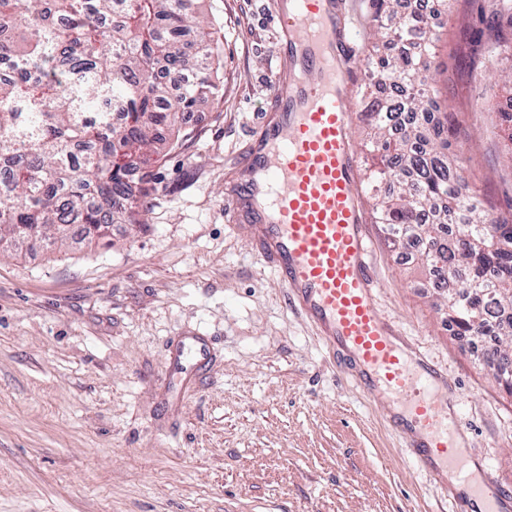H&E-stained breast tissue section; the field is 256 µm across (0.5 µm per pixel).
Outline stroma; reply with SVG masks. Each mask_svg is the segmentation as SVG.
<instances>
[{
	"label": "stroma",
	"instance_id": "obj_1",
	"mask_svg": "<svg viewBox=\"0 0 512 512\" xmlns=\"http://www.w3.org/2000/svg\"><path fill=\"white\" fill-rule=\"evenodd\" d=\"M345 2L359 89L373 7ZM270 8L205 0L223 82L151 168L139 223L113 225L107 245L77 236L0 255V512H450L376 399L226 226L224 174L278 65ZM501 8L450 0L430 55L457 168L492 212L512 203ZM370 233L382 312L457 383L472 448L512 484V394L453 335L429 271L379 225ZM192 333L213 341L209 372L173 360Z\"/></svg>",
	"mask_w": 512,
	"mask_h": 512
}]
</instances>
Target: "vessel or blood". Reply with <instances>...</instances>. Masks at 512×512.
<instances>
[{
    "label": "vessel or blood",
    "mask_w": 512,
    "mask_h": 512,
    "mask_svg": "<svg viewBox=\"0 0 512 512\" xmlns=\"http://www.w3.org/2000/svg\"><path fill=\"white\" fill-rule=\"evenodd\" d=\"M271 18L279 65L224 198L230 230L326 347L358 370L452 512H512V487L485 467L469 469L474 454L447 371L407 343L378 304L350 139L354 44L343 0H276ZM178 357L199 368L213 360L202 336L188 337Z\"/></svg>",
    "instance_id": "b4317fda"
}]
</instances>
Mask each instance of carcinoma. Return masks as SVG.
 <instances>
[{
	"label": "carcinoma",
	"mask_w": 512,
	"mask_h": 512,
	"mask_svg": "<svg viewBox=\"0 0 512 512\" xmlns=\"http://www.w3.org/2000/svg\"><path fill=\"white\" fill-rule=\"evenodd\" d=\"M374 36L382 43L418 36L397 17L398 0H373ZM199 0H0V247L35 237L67 240L73 218L109 237L144 206L129 174L163 156L160 129L218 88L214 32ZM368 183L391 182L375 198V223L393 245L431 240L454 226L467 238L448 251H424L448 319L465 336L512 339V214L486 213L468 192L450 155L453 125L434 111L430 64L423 55L376 56ZM120 101L112 124L102 102ZM496 379L512 393L508 356Z\"/></svg>",
	"instance_id": "obj_1"
}]
</instances>
